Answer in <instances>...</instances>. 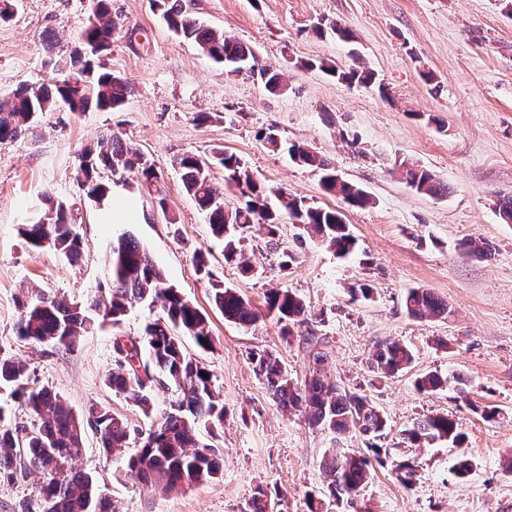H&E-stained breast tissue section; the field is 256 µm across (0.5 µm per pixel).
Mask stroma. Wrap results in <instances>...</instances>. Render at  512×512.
<instances>
[{
  "instance_id": "1",
  "label": "stroma",
  "mask_w": 512,
  "mask_h": 512,
  "mask_svg": "<svg viewBox=\"0 0 512 512\" xmlns=\"http://www.w3.org/2000/svg\"><path fill=\"white\" fill-rule=\"evenodd\" d=\"M214 30L249 45L260 64L282 72L280 90L259 78L231 75L197 46L175 36L151 0H112L123 28L107 61L131 90L121 110L73 112L60 107L37 115L29 131L0 143V351L27 362L31 385L52 388L75 413L106 407L129 427L148 430L141 408L112 393L106 375L114 337L140 336L162 309L131 307L121 326L104 325L64 351L20 340L17 298L26 288L80 302L106 287L112 240L130 232L167 276L169 285L206 314L213 342L200 348L182 336L184 350L208 367L224 397V420L211 442L223 459L217 481L168 493L126 476L119 459H105L99 439L86 431L79 470L94 474L121 512H248L255 488L279 497L280 512H306L308 492L324 493L320 467L332 448L360 451L357 431L331 434L304 413L282 414L256 375L249 354L273 351L295 383L310 376L300 335L313 333L326 354L321 371L346 390L364 395L385 415L383 450L374 476L357 502L359 512H512V224L498 215L500 197L512 193V0H185ZM12 18L0 23V99L22 86L53 77L44 37L67 53L88 23L91 0H14ZM340 22L354 34L344 42L317 34L318 23ZM328 62L367 66L376 86L350 85L324 73ZM208 113L207 122L196 120ZM276 134L270 148L261 133ZM114 134L133 143L165 179L168 213L134 174L102 171L101 179L131 199L132 224H107L98 203L76 184L81 150ZM303 142L328 159L344 179L371 196L363 208L324 194L311 169L288 156ZM235 154L261 182L314 207L343 211L358 249L346 259L317 240L296 249L289 267L282 253L294 247L295 228L281 226L277 245L252 232L244 255L253 275L225 263L224 245L212 238L204 215L188 195L172 160L182 154L209 159V174L223 184L214 152ZM414 163L450 188L424 195L400 172ZM74 203L85 244L72 262L51 247H31L23 220L44 215L45 195ZM175 223H168L167 215ZM482 239L490 258L465 254L460 244ZM208 253L203 277L196 251ZM236 289L257 310L273 287L298 293L314 315L297 338L276 319L244 329L225 320L212 303V281ZM369 286L370 297L356 290ZM424 288L448 305L442 316L415 318L405 308L408 289ZM396 339L413 352L410 367L382 378L372 368L379 343ZM448 377L447 387L422 393L417 376ZM495 420L481 416L483 408ZM445 414L464 435L408 442L416 420ZM474 462L458 477L460 455ZM411 460L413 485L400 483L393 465Z\"/></svg>"
}]
</instances>
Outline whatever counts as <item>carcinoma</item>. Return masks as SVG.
Masks as SVG:
<instances>
[{
	"mask_svg": "<svg viewBox=\"0 0 512 512\" xmlns=\"http://www.w3.org/2000/svg\"><path fill=\"white\" fill-rule=\"evenodd\" d=\"M153 2L175 35L194 43L224 68L258 76L273 89L282 85V74L261 65L251 47L199 22L185 8L183 0ZM91 9L89 24L74 47L54 60L57 73L51 83L34 82L20 89L13 98L0 101V143L29 130L34 115L50 112L61 102L73 112L92 107L112 111L124 105L130 83L108 70L104 62L112 34L122 28L120 17L112 15L111 0H92ZM327 71L349 84L375 83L374 73L361 66L346 70L330 66ZM288 154L297 164L319 173L325 193L353 207L371 203L367 191L336 178L331 163L308 145L293 143L288 146ZM219 163L224 167L225 185L239 191L242 203L231 206L226 202L224 189L211 181L197 156L183 154L175 159L185 191L205 213L212 236L224 242V261L237 264L241 273L253 271L242 253L250 229L265 234L272 243L279 235V213L268 203L272 193L283 199L282 205L298 229L296 240L302 242L314 237L339 258L356 252L357 240L341 212L308 206L286 196L283 190L276 192L266 187L232 153L220 152ZM101 169L134 173L152 189L156 207L168 216V222L175 223V218L169 215L163 175L134 145L109 135L101 138L96 147L81 153L75 180L86 196L96 202L109 192V187L98 180ZM403 176L409 187L422 194L435 195L447 190L420 166H405ZM49 201L50 211L45 218L20 225V234L35 247L48 238L51 247L69 260H80L84 243L75 230L76 217L68 201L52 197ZM110 272L111 287L83 305L36 288L22 291L18 299L17 336L27 342L67 350L98 325L101 318L117 326L133 304H161L162 315L145 324L139 339L114 342L115 360L107 377L114 394L140 406L151 419L146 436L131 433L127 423L97 404L88 406L83 416H76L52 389L29 387L28 367L23 360L0 355V385L13 387L12 394L27 406L33 418L29 427L13 424L0 405V482L11 483L32 473L39 474L35 498L43 499L42 512H120L117 501L107 496L91 474L74 467L86 426L99 435L100 447L107 458L124 453L130 441L139 442L135 452L125 458V472L146 488L172 491L214 480L221 472L219 450L201 443L199 429L223 422L224 400L216 390L213 373L190 357L180 340V336L188 335L200 347L210 346L212 337L206 315L178 290L167 286L163 273L130 234L122 233L113 240ZM212 288L214 304L224 313V319L249 329L262 318L260 312L223 282L213 283ZM265 303L267 314L283 324L285 336H293L292 326L310 321V307L291 289H270ZM406 309L411 316L427 317L443 314L447 306L430 291L411 288L406 296ZM143 349L148 353L145 363L141 360ZM309 358L313 364L312 375L300 387L272 352L258 349L250 353L257 375L281 410L302 408L308 411L314 425L331 434L353 428L370 441L367 451L379 459L381 449L374 439L382 437L386 429L383 413L366 397L321 378L320 366L326 360L324 352L312 350ZM412 361L413 353L407 345L388 340L378 345L373 368L387 377L406 369ZM155 386L176 388V397L156 413L151 401ZM446 386L448 378L436 372L424 373L415 380V388L420 392L433 393ZM405 435L411 442L442 439L459 445L463 442L457 423L446 414L414 422ZM323 468L329 498L348 506L356 502L372 477L371 458L355 453L337 452L324 460ZM274 507L268 493L257 488L250 512H274Z\"/></svg>",
	"mask_w": 512,
	"mask_h": 512,
	"instance_id": "cac0c4a2",
	"label": "carcinoma"
}]
</instances>
